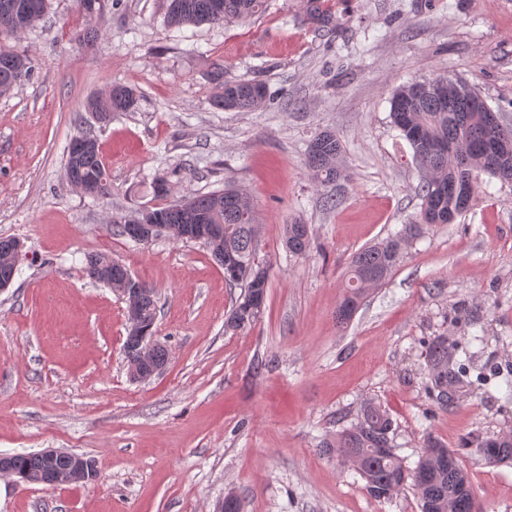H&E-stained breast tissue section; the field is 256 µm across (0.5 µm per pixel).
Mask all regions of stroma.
Masks as SVG:
<instances>
[{
  "label": "stroma",
  "mask_w": 512,
  "mask_h": 512,
  "mask_svg": "<svg viewBox=\"0 0 512 512\" xmlns=\"http://www.w3.org/2000/svg\"><path fill=\"white\" fill-rule=\"evenodd\" d=\"M335 30L304 0H271L248 24L181 29L163 0H119L101 14L51 0L15 39L32 65L0 96V237L24 251L0 292V455L61 448L91 457L95 480L60 486L0 477V512H213L227 493L242 512H420L412 489L375 499L323 444L379 401L393 442L414 465L427 437L458 450L479 512H512V464L492 466L466 437L512 431V395L426 394L425 343L462 337L460 309H480L483 361L512 379V182L481 176L469 209L424 227L349 323L336 308L360 249L415 220L421 173L390 120L400 85L462 78L512 127V0H324ZM95 40H74L78 30ZM225 78L264 83L255 112L216 109ZM137 106L97 123L86 101L112 84ZM343 146L348 180L311 181L307 147L321 131ZM97 139L112 184L95 200L63 179L74 136ZM232 185L259 224L270 288L258 320L225 331L239 289L208 248L118 235L113 215ZM288 224L312 248L289 256ZM105 252L157 292L156 338L168 350L150 381L128 375L127 312L85 272Z\"/></svg>",
  "instance_id": "stroma-1"
}]
</instances>
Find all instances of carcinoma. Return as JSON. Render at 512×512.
I'll return each instance as SVG.
<instances>
[{
    "label": "carcinoma",
    "instance_id": "1",
    "mask_svg": "<svg viewBox=\"0 0 512 512\" xmlns=\"http://www.w3.org/2000/svg\"><path fill=\"white\" fill-rule=\"evenodd\" d=\"M49 0H0V40L16 36L36 25L45 15ZM164 22L171 28L202 24L226 25L246 23L263 15L269 0H165ZM306 14L316 25L333 29L335 19L322 8V0H305ZM29 58L13 47L0 43V92H9L31 76ZM460 105L463 112L448 108V79L436 78L396 88L390 98V119L400 136L412 148L415 160L424 172L419 187L421 211L416 223L405 225L393 237L357 252L350 263L346 293L336 309V319L348 323L350 308L360 306L366 295L381 285L396 267L409 239L421 232L422 226L451 224L461 214L454 186L462 179L457 153L466 152L473 161L474 177L487 174L512 182V128H488L482 120L487 102L480 91L464 82ZM138 102L136 91L115 84L104 96L89 99L85 109L111 117L114 112H127ZM264 85L248 80H219L214 97L216 108L225 111L254 112L265 107ZM497 139L500 149L485 153V143ZM343 146L336 134L325 130L310 142L306 166L311 180L329 184L346 179L341 164ZM65 180L73 187L86 189L85 196L99 199L111 193L106 164L97 140H92L77 154H68ZM162 223L176 230H186L190 214L205 212L211 222L224 225V251L234 256L238 275L228 279L230 287L242 289L224 321V330L238 332L250 327L262 313L268 290L267 268L257 259L258 224L254 207L245 193L225 188L187 197L153 207ZM13 238H0V283L14 279L17 270L10 257ZM284 244L294 256H304L310 248V230L306 224H287ZM128 269L104 253L88 257L86 273L95 282L106 275L110 288H117ZM143 318L152 327L147 337L154 336L157 300L138 299ZM467 325L478 330L462 341L434 336L426 343L428 381L425 390L437 404L446 407L460 391L476 389L492 399L491 381L496 374L481 361L487 346L485 329L479 313L467 312ZM393 421L388 411L373 399L365 401L357 422L336 432V438L324 445L329 452L347 460L361 458L358 473L365 489L374 498L389 499L410 485L421 501L422 512H477L467 472L460 466L456 452L435 438H428L426 451L415 467L405 465L394 448ZM473 446L490 465L512 461V431L497 438L467 440L462 447ZM73 465L71 456L59 455L47 461L39 452L11 456L10 467L29 484L50 467L56 480L62 482Z\"/></svg>",
    "mask_w": 512,
    "mask_h": 512
}]
</instances>
